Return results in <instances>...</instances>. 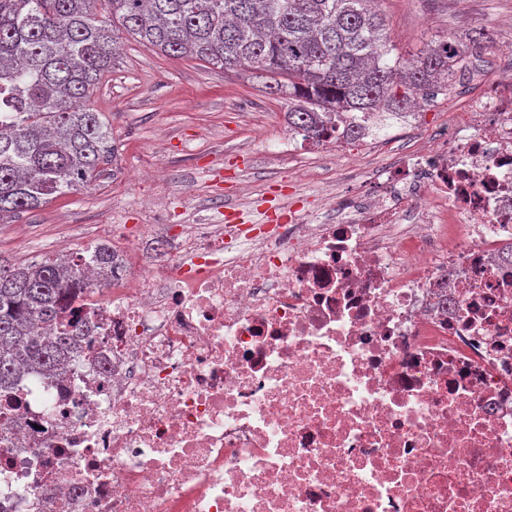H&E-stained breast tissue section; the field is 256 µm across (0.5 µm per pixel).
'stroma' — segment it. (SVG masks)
Segmentation results:
<instances>
[{
	"mask_svg": "<svg viewBox=\"0 0 512 512\" xmlns=\"http://www.w3.org/2000/svg\"><path fill=\"white\" fill-rule=\"evenodd\" d=\"M395 53L486 29L463 85L425 102L407 120L387 119L376 139L338 147H289L287 96H272L252 69L236 73L192 58H168L125 32L119 56L92 101L112 128L113 160L94 183L0 224V259L34 261L61 241L81 251L110 242L127 272L150 255L164 207L172 224H272L296 201L310 219L332 190L359 189L374 161L407 155L448 131L455 112L506 70L499 53L512 43V0H375Z\"/></svg>",
	"mask_w": 512,
	"mask_h": 512,
	"instance_id": "obj_1",
	"label": "stroma"
}]
</instances>
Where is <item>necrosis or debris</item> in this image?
I'll return each mask as SVG.
<instances>
[{
    "mask_svg": "<svg viewBox=\"0 0 512 512\" xmlns=\"http://www.w3.org/2000/svg\"><path fill=\"white\" fill-rule=\"evenodd\" d=\"M342 209L85 297L11 392L0 512H512V84Z\"/></svg>",
    "mask_w": 512,
    "mask_h": 512,
    "instance_id": "4bbe7bcc",
    "label": "necrosis or debris"
}]
</instances>
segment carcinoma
<instances>
[{
	"label": "carcinoma",
	"mask_w": 512,
	"mask_h": 512,
	"mask_svg": "<svg viewBox=\"0 0 512 512\" xmlns=\"http://www.w3.org/2000/svg\"><path fill=\"white\" fill-rule=\"evenodd\" d=\"M372 0H0V224L94 180L115 154L91 98L114 68V24L168 57L270 75L297 101L288 129L316 144L366 132L346 121L401 116L415 96L450 92L472 50L462 40L389 58ZM122 259L96 243L78 255L0 263V393L24 368L53 372L74 356L91 283Z\"/></svg>",
	"instance_id": "1"
}]
</instances>
